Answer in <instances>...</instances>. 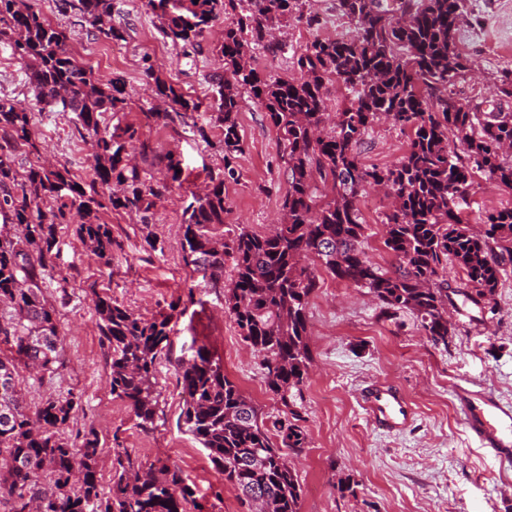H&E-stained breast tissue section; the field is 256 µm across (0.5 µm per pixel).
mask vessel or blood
Instances as JSON below:
<instances>
[{"instance_id":"b4317fda","label":"vessel or blood","mask_w":512,"mask_h":512,"mask_svg":"<svg viewBox=\"0 0 512 512\" xmlns=\"http://www.w3.org/2000/svg\"><path fill=\"white\" fill-rule=\"evenodd\" d=\"M459 400L471 435L491 449L500 462L512 466V407L493 396L469 391L460 392ZM360 403L372 423L389 433L402 431L412 419L405 394L387 382L366 385L360 392Z\"/></svg>"}]
</instances>
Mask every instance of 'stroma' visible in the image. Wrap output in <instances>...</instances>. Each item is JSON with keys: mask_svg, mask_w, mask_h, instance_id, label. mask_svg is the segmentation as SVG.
Instances as JSON below:
<instances>
[{"mask_svg": "<svg viewBox=\"0 0 512 512\" xmlns=\"http://www.w3.org/2000/svg\"><path fill=\"white\" fill-rule=\"evenodd\" d=\"M30 2L52 24L66 29L69 50L95 75L123 82L127 105L117 115L120 122L142 123L144 113L163 109L142 79V55H150L163 79L200 98L209 93V77L220 67L214 49L223 22L205 33L202 54L187 58L181 48L162 39L158 21L143 0H112L113 22L126 30L124 40L112 43L96 40L64 0ZM274 37L285 44V51L254 53L253 66L266 76L298 77L292 56L310 40V29L292 19ZM458 46L466 69L449 85V95L468 100L480 112H512V102H498L495 96L503 75L512 71V0H464ZM0 96L28 107L41 161L68 165L79 179L92 178L89 143L72 136L68 114L36 101L25 67L3 41ZM238 121L245 151L235 162V179L225 184L226 226L265 233L281 217L287 187L278 135L264 108L251 99H243ZM143 132L152 148L145 169L161 176L159 158L169 151L180 154L186 166L183 185L166 192L154 210L152 229L165 251H151L136 218L122 212L105 216L123 246L111 267L98 266L72 235L61 236L54 264L68 278L69 301L60 310V322L69 363L51 390L82 392L75 426L95 428L104 459L125 448L142 465L179 468L195 486V512H241L237 490L177 426L182 397L172 364L164 360L158 366L160 413L149 430L137 427L127 403L112 397L107 384L96 327L98 288L109 289L113 298L147 318L179 301L185 312L175 327V348L207 345L228 378L264 411L273 414L279 408L265 389L256 354L221 300L195 282L181 260L182 209L190 192L206 185L208 171L222 166V155L179 127L144 126ZM410 138V130L375 122L363 137L361 164L392 166L406 153ZM510 206L512 190L477 172L461 215L475 226L486 211ZM360 207L369 258L382 269H393L396 260L384 246L390 195L366 188ZM445 278L451 332L443 348L429 341L412 313L383 316L366 290L323 275L307 307L313 362L300 413L309 442L288 454L303 486L301 512H512V467H500L492 452L473 438L457 398L465 388L512 406V262L506 263L492 300L478 305L466 299L462 271L447 265ZM375 379L396 384L409 398L414 417L405 430L387 433L368 420L357 393Z\"/></svg>", "mask_w": 512, "mask_h": 512, "instance_id": "35a3bbf8", "label": "stroma"}]
</instances>
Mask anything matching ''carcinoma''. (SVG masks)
Instances as JSON below:
<instances>
[{
    "label": "carcinoma",
    "instance_id": "obj_1",
    "mask_svg": "<svg viewBox=\"0 0 512 512\" xmlns=\"http://www.w3.org/2000/svg\"><path fill=\"white\" fill-rule=\"evenodd\" d=\"M300 0H144L162 36L198 54L201 38L224 19L215 48L222 70L211 76L212 95L202 101L160 78L148 55L141 74L152 96L169 107L143 113L145 125H188L206 146L220 131L223 166L182 211V261L205 287L224 300L240 335L260 358L267 392L282 410L267 426L263 408L224 374L204 346L175 359L183 407L179 427L207 452L240 505L255 512L254 495L267 512H301L302 484L287 451L307 447L298 400L312 362L307 307L320 285L318 268L381 304V312L413 313L427 338L448 345V283L439 271L451 262L465 274L476 301L494 296L505 257L512 258V207L485 212L481 228L458 210L474 171L512 189V112H478L441 93L465 64L457 51L463 0H400V19L383 0H338L354 24L351 39L318 34L293 55L298 79L262 77L251 52L284 50L272 33L293 15L319 29L323 19L303 16ZM105 42L124 39L112 23V0H72ZM24 65L37 100L73 114L83 141L91 142L94 177L79 180L66 165H26L36 154L32 114L0 97V512H187L195 491L181 473L163 464L144 467L127 451H114L109 482L99 467L101 440L94 428L71 429L82 394L29 398L26 381L43 386L66 367L59 306L67 304V278L55 276L54 250L66 231L94 261L110 267L122 244L108 211L137 218L144 242L164 252L152 231L156 200L182 184L183 161L161 159L165 179L139 167L132 152L147 153L142 125H110L123 111L124 84L106 83L73 56L64 29L52 25L25 0H0V40ZM335 80L350 106L326 111V85ZM260 104L276 129L287 168L278 224L267 234L242 226L224 237L228 214L224 185L233 160L245 151L238 112L243 98ZM408 128L407 153L391 167L364 169L358 148L379 117ZM453 133L460 147L451 145ZM328 193L319 192V185ZM391 189L384 245L396 258L391 272L376 266L363 246L359 197L365 187ZM106 187L109 192L101 191ZM320 267L306 263L308 258ZM233 275L224 284V265ZM55 281L59 304L45 296ZM145 318L108 291L97 294L96 326L109 359L108 386L130 407L137 426L153 427L159 408L157 365L170 358L174 318Z\"/></svg>",
    "mask_w": 512,
    "mask_h": 512
}]
</instances>
